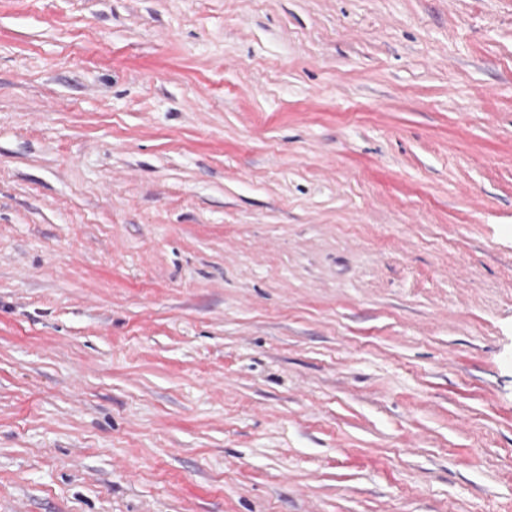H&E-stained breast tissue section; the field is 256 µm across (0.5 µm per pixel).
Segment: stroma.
<instances>
[{
	"label": "stroma",
	"mask_w": 512,
	"mask_h": 512,
	"mask_svg": "<svg viewBox=\"0 0 512 512\" xmlns=\"http://www.w3.org/2000/svg\"><path fill=\"white\" fill-rule=\"evenodd\" d=\"M0 512H512V0H0Z\"/></svg>",
	"instance_id": "35a3bbf8"
}]
</instances>
